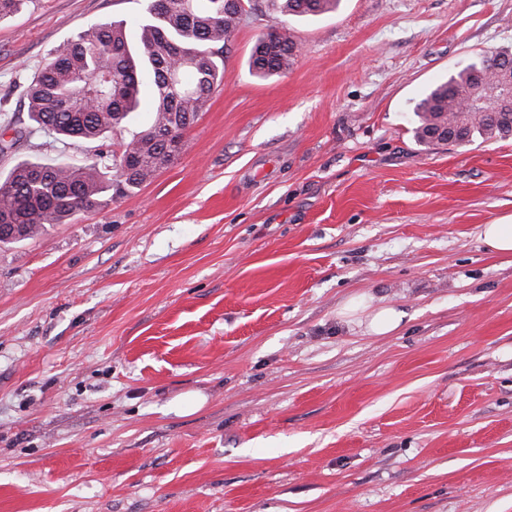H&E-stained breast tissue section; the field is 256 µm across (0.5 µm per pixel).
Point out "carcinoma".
Instances as JSON below:
<instances>
[{
	"label": "carcinoma",
	"mask_w": 512,
	"mask_h": 512,
	"mask_svg": "<svg viewBox=\"0 0 512 512\" xmlns=\"http://www.w3.org/2000/svg\"><path fill=\"white\" fill-rule=\"evenodd\" d=\"M286 15L320 16L337 0H268ZM253 0H149L147 15L131 35L122 22L76 32L51 51L42 70L14 82L37 131L68 147L120 135L141 107L150 119L121 154L98 155L76 165L18 162L0 179V246L68 224L80 211L112 201L149 182L175 156L168 142L181 139L203 105L224 81V47ZM298 46L286 25L256 41L249 66L261 76L287 72ZM512 75V50H496L433 86L414 107L413 134L421 145L512 136V106L462 113L469 89L484 79ZM112 169L108 178L104 170Z\"/></svg>",
	"instance_id": "obj_1"
}]
</instances>
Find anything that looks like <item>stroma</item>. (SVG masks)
Wrapping results in <instances>:
<instances>
[{
    "mask_svg": "<svg viewBox=\"0 0 512 512\" xmlns=\"http://www.w3.org/2000/svg\"><path fill=\"white\" fill-rule=\"evenodd\" d=\"M147 0H32L0 22L13 79ZM288 25L294 66L249 68ZM512 46V0H340L243 14L174 163L0 246V512H512V137L419 145L413 108ZM402 311L368 333L367 317ZM272 9L286 15L320 16L336 10L337 0H268ZM480 237L488 249L502 255L512 254V221L483 225ZM400 316L394 307L380 309L370 321V330L375 335H385L399 328Z\"/></svg>",
    "mask_w": 512,
    "mask_h": 512,
    "instance_id": "obj_1",
    "label": "stroma"
}]
</instances>
